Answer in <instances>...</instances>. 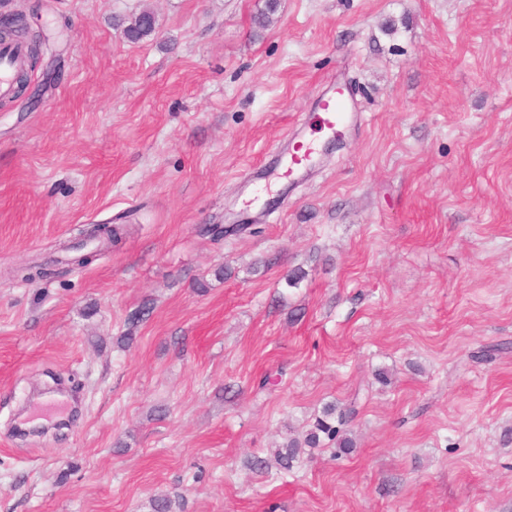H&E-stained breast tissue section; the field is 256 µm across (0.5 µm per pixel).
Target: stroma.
I'll use <instances>...</instances> for the list:
<instances>
[{
    "instance_id": "35a3bbf8",
    "label": "stroma",
    "mask_w": 512,
    "mask_h": 512,
    "mask_svg": "<svg viewBox=\"0 0 512 512\" xmlns=\"http://www.w3.org/2000/svg\"><path fill=\"white\" fill-rule=\"evenodd\" d=\"M264 5L0 0L47 36L0 100V512H512V0ZM335 84L361 121L266 179ZM330 403L352 448L272 466ZM156 30V19L153 13L142 11L125 28L126 36L133 41H141L150 37Z\"/></svg>"
}]
</instances>
